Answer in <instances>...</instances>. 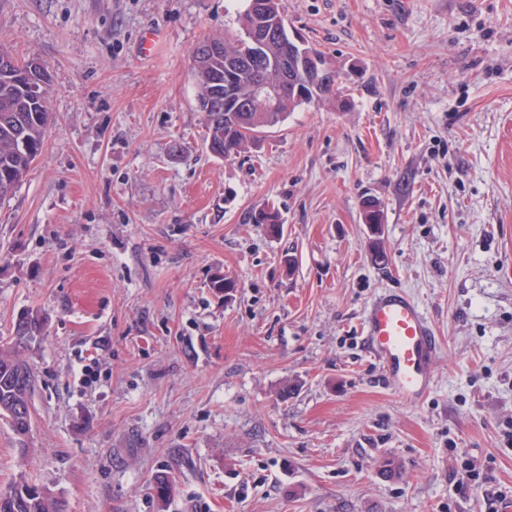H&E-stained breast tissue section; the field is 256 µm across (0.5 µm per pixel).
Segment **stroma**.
<instances>
[{
    "instance_id": "1",
    "label": "stroma",
    "mask_w": 512,
    "mask_h": 512,
    "mask_svg": "<svg viewBox=\"0 0 512 512\" xmlns=\"http://www.w3.org/2000/svg\"><path fill=\"white\" fill-rule=\"evenodd\" d=\"M280 7L289 34L354 68L346 104L302 105L221 160L191 58L238 30L244 0H0V43L43 61L54 113L0 203V334L46 319L24 352L32 430L0 419V492L24 475L65 512L512 499V0ZM269 205L277 235L254 221ZM385 288L413 295L441 340L416 405L361 336Z\"/></svg>"
}]
</instances>
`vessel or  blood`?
<instances>
[{
	"instance_id": "b4317fda",
	"label": "vessel or blood",
	"mask_w": 512,
	"mask_h": 512,
	"mask_svg": "<svg viewBox=\"0 0 512 512\" xmlns=\"http://www.w3.org/2000/svg\"><path fill=\"white\" fill-rule=\"evenodd\" d=\"M362 334L369 355L403 402L413 405L426 397L441 346L417 299L401 289L379 291L364 312Z\"/></svg>"
}]
</instances>
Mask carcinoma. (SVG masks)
<instances>
[{
    "mask_svg": "<svg viewBox=\"0 0 512 512\" xmlns=\"http://www.w3.org/2000/svg\"><path fill=\"white\" fill-rule=\"evenodd\" d=\"M224 53L192 67L199 110L205 113L210 151L221 159L242 152L248 140L258 141L264 129L282 123L288 113L312 98L295 95L280 100L276 110L265 112L253 104H238L234 87L224 85V58H246L244 33H224ZM33 57L18 59L0 46V201L6 200L25 180L41 155L47 129L52 121L47 86L48 71H31ZM8 341L0 344V418L14 424L15 416L32 413L31 397L36 379L22 352L44 335V319L34 312L20 314ZM0 512H63L56 494L49 488L20 478L7 492H0Z\"/></svg>",
    "mask_w": 512,
    "mask_h": 512,
    "instance_id": "cac0c4a2",
    "label": "carcinoma"
}]
</instances>
